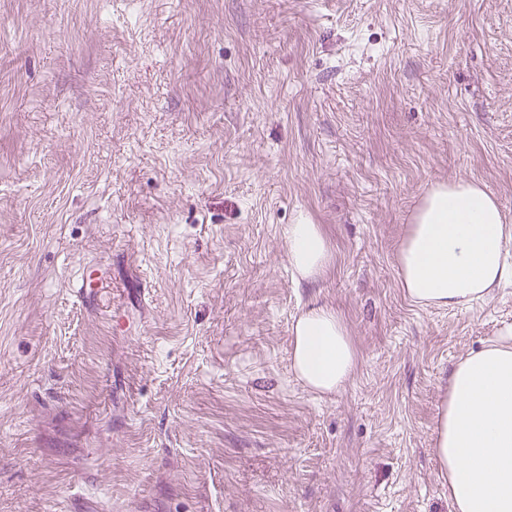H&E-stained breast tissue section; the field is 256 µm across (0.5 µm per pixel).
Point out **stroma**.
Here are the masks:
<instances>
[{
  "instance_id": "obj_1",
  "label": "stroma",
  "mask_w": 512,
  "mask_h": 512,
  "mask_svg": "<svg viewBox=\"0 0 512 512\" xmlns=\"http://www.w3.org/2000/svg\"><path fill=\"white\" fill-rule=\"evenodd\" d=\"M448 179L512 219V0H0V512H451L438 408L512 284L405 297ZM315 301L360 356L327 395ZM287 241L288 262L294 272L303 279L322 276L330 262L327 236L319 224H289L284 230ZM292 369L318 394L335 393L354 379L359 356L344 317L326 305H309L292 325Z\"/></svg>"
}]
</instances>
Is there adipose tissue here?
Masks as SVG:
<instances>
[{
	"label": "adipose tissue",
	"instance_id": "adipose-tissue-1",
	"mask_svg": "<svg viewBox=\"0 0 512 512\" xmlns=\"http://www.w3.org/2000/svg\"><path fill=\"white\" fill-rule=\"evenodd\" d=\"M288 262L303 279L330 262L318 224L284 230ZM411 303L468 309L512 283V222L477 181L435 184L416 209L397 256ZM292 369L318 394L354 379L359 356L344 317L326 305L305 308L292 325ZM432 456L448 483L451 512H512V327L451 368L432 437Z\"/></svg>",
	"mask_w": 512,
	"mask_h": 512
}]
</instances>
